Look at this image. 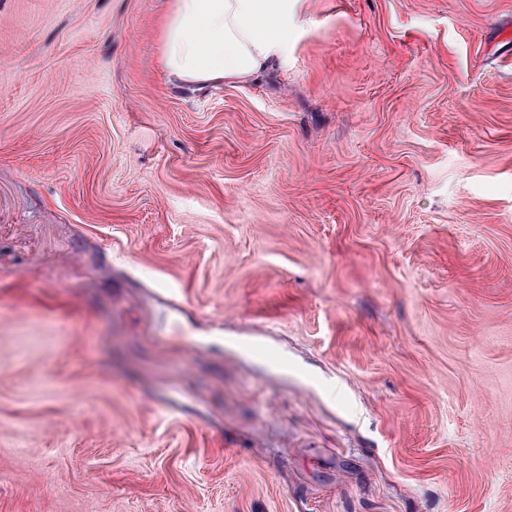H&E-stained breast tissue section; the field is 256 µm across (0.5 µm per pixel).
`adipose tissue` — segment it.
Returning <instances> with one entry per match:
<instances>
[{
	"mask_svg": "<svg viewBox=\"0 0 512 512\" xmlns=\"http://www.w3.org/2000/svg\"><path fill=\"white\" fill-rule=\"evenodd\" d=\"M305 0H171L159 65L188 88L244 84L281 59Z\"/></svg>",
	"mask_w": 512,
	"mask_h": 512,
	"instance_id": "1",
	"label": "adipose tissue"
}]
</instances>
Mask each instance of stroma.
<instances>
[{"mask_svg": "<svg viewBox=\"0 0 512 512\" xmlns=\"http://www.w3.org/2000/svg\"><path fill=\"white\" fill-rule=\"evenodd\" d=\"M167 4L0 0V512H512V0ZM305 0H171L159 65L177 86L259 79L288 47Z\"/></svg>", "mask_w": 512, "mask_h": 512, "instance_id": "stroma-1", "label": "stroma"}]
</instances>
